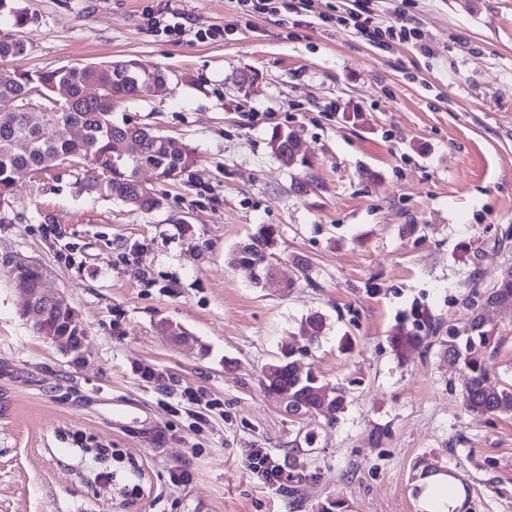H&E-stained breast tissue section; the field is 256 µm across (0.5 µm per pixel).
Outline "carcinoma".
I'll list each match as a JSON object with an SVG mask.
<instances>
[{
  "label": "carcinoma",
  "instance_id": "1",
  "mask_svg": "<svg viewBox=\"0 0 512 512\" xmlns=\"http://www.w3.org/2000/svg\"><path fill=\"white\" fill-rule=\"evenodd\" d=\"M27 43L20 37L0 40V60H22ZM135 64V59H118L62 67L53 71L32 72L20 68V79L10 86L0 85V202L15 193L16 175L21 170L45 171L67 161H91L112 158V176L101 181L93 176L98 168L86 175L85 188L106 192L122 202L145 211L159 205L146 188L141 186L139 174L143 170L178 180L193 166L195 157L191 148L178 139L164 137L147 127L143 130L142 149L135 156H122L113 152L114 142L128 135V125H118L112 119V108L138 99V86L152 79L163 81L167 70L155 66L139 70L126 69L119 64ZM99 83L109 90V100L101 101L86 95V86ZM61 85L68 86L71 99L63 112H47L39 126L27 122L23 106L31 90L38 89L45 96ZM65 125L70 132L59 137L56 127ZM267 147L283 166L297 169L310 165L309 158L300 152L299 136L293 129L275 128ZM254 247L251 252H234V261L252 265L257 261L271 264L277 257V236L267 225L259 227L248 239ZM468 315L464 331L448 327V335L439 343L448 361L460 364L468 373L463 392V406L472 414L512 415V385L500 381L490 373L485 361L487 354L497 347L495 327L488 317L494 308L512 307V266L490 288L471 291L462 301ZM69 316L62 311L49 312L43 325L35 330L39 336L46 331H61L67 327ZM323 316L311 314L301 323L299 335L311 339L323 334ZM436 334L432 317L424 312L415 314L412 329L394 341L398 353L422 345ZM298 349L289 345L281 351V358L269 363L262 371L261 384L267 394L277 396L283 392L297 403L305 404L303 417L322 416L333 423L343 408L346 391L335 390L328 405H323L315 390L319 379L312 372H298L294 356Z\"/></svg>",
  "mask_w": 512,
  "mask_h": 512
}]
</instances>
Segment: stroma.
Returning a JSON list of instances; mask_svg holds the SVG:
<instances>
[{"mask_svg": "<svg viewBox=\"0 0 512 512\" xmlns=\"http://www.w3.org/2000/svg\"><path fill=\"white\" fill-rule=\"evenodd\" d=\"M297 4L0 0V38L27 40L28 70L172 71L112 118L196 157L179 181L142 171L149 212L86 190L85 166L67 163L19 172L0 203V261L39 264L86 332L79 363L36 335L0 264V512H424L422 460L461 486L462 512H512V416L467 412L465 373L438 342L465 328L464 296L512 265L496 234L512 225V0ZM173 11L177 42L147 24ZM352 12L418 28L431 54L370 44L342 24ZM276 126L298 132L310 167L270 154ZM262 224L279 236L278 278L258 287L232 254ZM417 307L439 336L398 355ZM316 312L326 330L297 365L345 387L331 426L260 385ZM491 319L486 364L512 384V309ZM166 320L198 346L171 343ZM256 448L287 481L251 473Z\"/></svg>", "mask_w": 512, "mask_h": 512, "instance_id": "1", "label": "stroma"}]
</instances>
